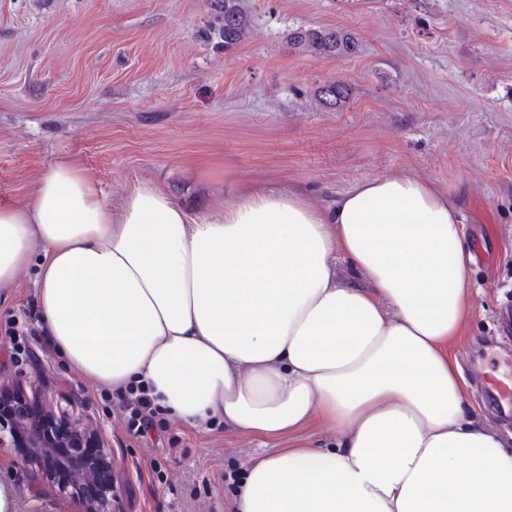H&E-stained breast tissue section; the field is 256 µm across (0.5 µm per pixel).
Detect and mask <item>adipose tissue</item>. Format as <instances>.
I'll return each instance as SVG.
<instances>
[{"label":"adipose tissue","mask_w":512,"mask_h":512,"mask_svg":"<svg viewBox=\"0 0 512 512\" xmlns=\"http://www.w3.org/2000/svg\"><path fill=\"white\" fill-rule=\"evenodd\" d=\"M471 261L447 193L411 177L329 207L244 186L220 210L141 182L113 212L66 159L0 203V288L35 269L86 381L262 438L231 512H512V442L448 349Z\"/></svg>","instance_id":"obj_1"}]
</instances>
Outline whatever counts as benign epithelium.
I'll return each mask as SVG.
<instances>
[{"label": "benign epithelium", "instance_id": "benign-epithelium-1", "mask_svg": "<svg viewBox=\"0 0 512 512\" xmlns=\"http://www.w3.org/2000/svg\"><path fill=\"white\" fill-rule=\"evenodd\" d=\"M39 383L28 377L0 381V448H23L20 462L35 466L46 482L74 495L81 512H119L125 483L117 476V464L99 422L63 407L45 412ZM62 420L65 432L51 430L43 415ZM92 437L108 462L99 463L83 454Z\"/></svg>", "mask_w": 512, "mask_h": 512}]
</instances>
